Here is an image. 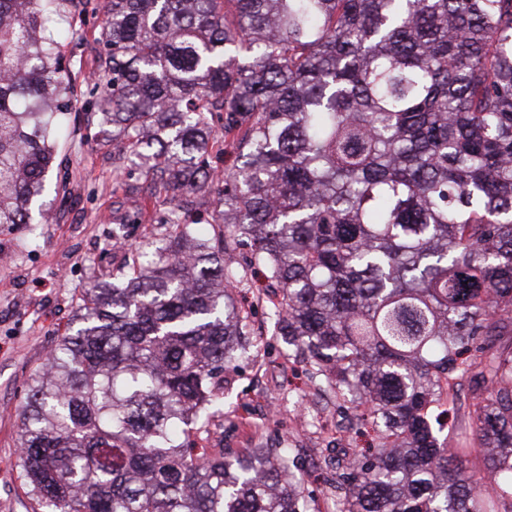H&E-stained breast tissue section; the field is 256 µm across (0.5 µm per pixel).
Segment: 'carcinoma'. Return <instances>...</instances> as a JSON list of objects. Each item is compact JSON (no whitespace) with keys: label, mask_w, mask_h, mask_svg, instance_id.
Segmentation results:
<instances>
[{"label":"carcinoma","mask_w":512,"mask_h":512,"mask_svg":"<svg viewBox=\"0 0 512 512\" xmlns=\"http://www.w3.org/2000/svg\"><path fill=\"white\" fill-rule=\"evenodd\" d=\"M61 0H0V226L46 219L68 111ZM102 133L140 200L183 204L86 289L34 374L21 479L38 512H310L289 448H198L248 241L276 335L376 444L328 512H512V0H103ZM234 155L231 167L213 166ZM211 200L208 233L188 209ZM467 427L432 426L454 380ZM483 463L478 477L468 463Z\"/></svg>","instance_id":"cac0c4a2"}]
</instances>
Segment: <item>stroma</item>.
I'll use <instances>...</instances> for the list:
<instances>
[{
    "mask_svg": "<svg viewBox=\"0 0 512 512\" xmlns=\"http://www.w3.org/2000/svg\"><path fill=\"white\" fill-rule=\"evenodd\" d=\"M61 9L62 16L48 27L61 36L71 94L47 197L52 221L0 229V512H32L19 478V413L34 373L70 326L83 290L95 280H118L130 250L168 231L158 218L170 207L169 194L160 193L132 213L116 189L112 156L99 146L103 135L95 83L103 16L82 11L74 0H63ZM237 255L242 268L236 299L245 312L252 353L226 368L224 415L209 424L208 436L199 437L197 445L207 448L221 438L240 450L260 443L291 449L309 473L311 512H322L325 466L313 453L318 433L299 420L303 413L320 417L321 409L298 402L308 390L305 367L289 360L273 334L270 309L260 299L263 271L252 262L249 244H240Z\"/></svg>",
    "mask_w": 512,
    "mask_h": 512,
    "instance_id": "35a3bbf8",
    "label": "stroma"
}]
</instances>
